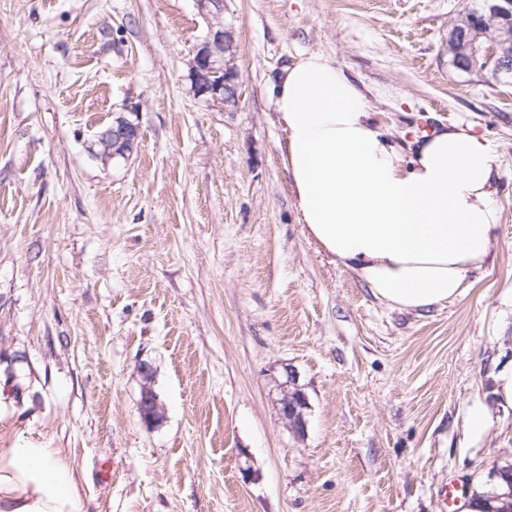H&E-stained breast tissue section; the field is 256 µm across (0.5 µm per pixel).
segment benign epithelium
<instances>
[{"label": "benign epithelium", "instance_id": "obj_1", "mask_svg": "<svg viewBox=\"0 0 512 512\" xmlns=\"http://www.w3.org/2000/svg\"><path fill=\"white\" fill-rule=\"evenodd\" d=\"M198 13L207 21V33L196 46L190 61L189 79L194 95L209 106L233 112L240 105L239 73L236 65L237 44L234 26L224 21V0H194ZM449 63L469 72L480 51L496 61L499 77L512 73V0H485L483 21L462 16L448 33ZM140 146V127L124 113L112 115V122L102 127L91 144L93 156L102 164L129 159ZM143 383L138 411L147 426L158 425L164 406L152 386L153 370L139 365ZM280 413L296 434L304 433L308 400L296 383L291 369L277 384Z\"/></svg>", "mask_w": 512, "mask_h": 512}]
</instances>
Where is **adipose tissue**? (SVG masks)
Listing matches in <instances>:
<instances>
[{
	"mask_svg": "<svg viewBox=\"0 0 512 512\" xmlns=\"http://www.w3.org/2000/svg\"><path fill=\"white\" fill-rule=\"evenodd\" d=\"M271 95L298 221L332 262L392 309L454 301L500 221L490 143L454 125L404 152L376 126L360 82L316 53L283 67ZM0 512H84L64 451L0 447Z\"/></svg>",
	"mask_w": 512,
	"mask_h": 512,
	"instance_id": "ef3b65f1",
	"label": "adipose tissue"
}]
</instances>
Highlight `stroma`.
I'll return each instance as SVG.
<instances>
[{
	"label": "stroma",
	"instance_id": "obj_1",
	"mask_svg": "<svg viewBox=\"0 0 512 512\" xmlns=\"http://www.w3.org/2000/svg\"><path fill=\"white\" fill-rule=\"evenodd\" d=\"M467 3L224 0L222 112L188 79L194 0H0V446L65 449L86 512H445L449 478L488 489L512 463V84L449 65ZM310 53L401 147L457 123L491 143L499 227L447 305L387 308L299 224L270 88ZM131 110L137 154L103 165L96 132ZM143 383L141 386L138 411L141 420L147 426L158 425L164 417V406L152 386L153 370L145 363L139 365ZM277 388L280 395L278 404L282 417L294 433L303 434L306 425L305 410L308 408V400L305 393L297 385L293 370H286L285 380L279 381Z\"/></svg>",
	"mask_w": 512,
	"mask_h": 512
}]
</instances>
